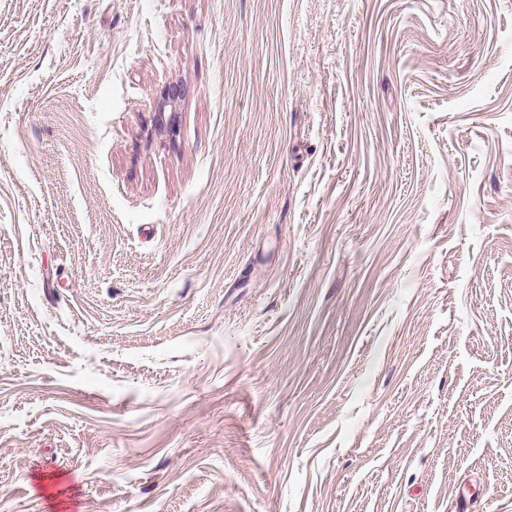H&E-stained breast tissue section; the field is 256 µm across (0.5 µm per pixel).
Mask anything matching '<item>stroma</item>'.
I'll return each mask as SVG.
<instances>
[{
	"instance_id": "stroma-1",
	"label": "stroma",
	"mask_w": 512,
	"mask_h": 512,
	"mask_svg": "<svg viewBox=\"0 0 512 512\" xmlns=\"http://www.w3.org/2000/svg\"><path fill=\"white\" fill-rule=\"evenodd\" d=\"M66 491L512 512V0H0V512Z\"/></svg>"
}]
</instances>
